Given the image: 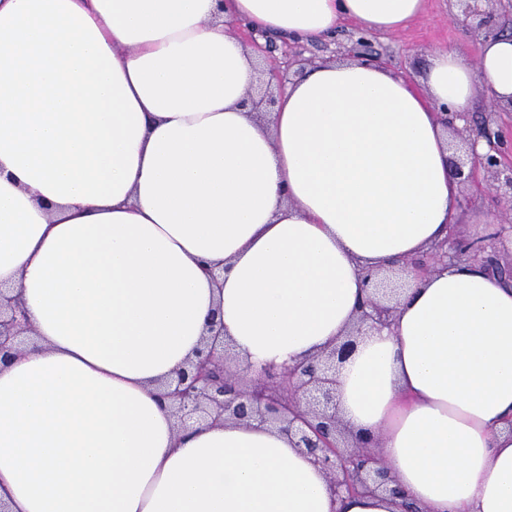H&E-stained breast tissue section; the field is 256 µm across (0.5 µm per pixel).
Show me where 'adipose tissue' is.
Here are the masks:
<instances>
[{
	"label": "adipose tissue",
	"mask_w": 512,
	"mask_h": 512,
	"mask_svg": "<svg viewBox=\"0 0 512 512\" xmlns=\"http://www.w3.org/2000/svg\"><path fill=\"white\" fill-rule=\"evenodd\" d=\"M425 2L0 0V284L37 335L0 366L12 512H398L334 495L266 424L177 430L154 383L216 310L251 374L315 356L352 325L363 270L447 237L437 114L512 99V37L475 66L435 49L416 75L317 63L262 122L254 54L223 25L397 33ZM336 395L420 512H512V286L474 264L412 281Z\"/></svg>",
	"instance_id": "ef3b65f1"
}]
</instances>
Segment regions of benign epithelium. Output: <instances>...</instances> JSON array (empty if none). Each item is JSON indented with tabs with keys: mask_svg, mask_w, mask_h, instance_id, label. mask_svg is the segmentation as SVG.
Returning a JSON list of instances; mask_svg holds the SVG:
<instances>
[{
	"mask_svg": "<svg viewBox=\"0 0 512 512\" xmlns=\"http://www.w3.org/2000/svg\"><path fill=\"white\" fill-rule=\"evenodd\" d=\"M504 1L512 6V0H457V18L479 40L495 38L501 30L494 5ZM349 53L350 57L369 64L380 63L362 38ZM260 74L269 76V80H260L248 102L252 111L268 114L276 96L266 85L278 74L273 65L260 70ZM506 109L512 112V102L493 103L476 127L456 130V134L463 136L468 155L465 160H455L451 171L463 184L483 179L486 187L509 207L504 219L512 230V163L506 159L502 131L497 128L501 112ZM480 138L488 141L491 152L476 153L475 145ZM455 263L477 264L512 285V257L505 259L495 249L489 251L480 242H466L452 234L422 258L406 263L401 273L407 278H423L440 265ZM389 280L387 275L365 272L364 283L371 288V298L363 303L352 331L343 340L283 371L266 367L253 382L239 372L233 346L224 342V322L218 313H212L206 323L203 348L196 359L176 372L175 387L167 393L179 424H246L257 419L286 433L294 447L312 456L337 492L381 493L392 499L400 498L391 466L377 458L368 443L353 438L338 415L336 398V371L354 351L357 337L368 328L385 327L392 321L401 289L390 287ZM30 343L21 290L0 286V362Z\"/></svg>",
	"mask_w": 512,
	"mask_h": 512,
	"instance_id": "1",
	"label": "benign epithelium"
}]
</instances>
